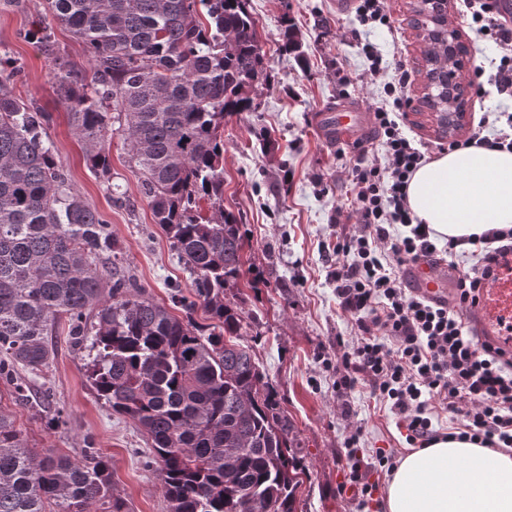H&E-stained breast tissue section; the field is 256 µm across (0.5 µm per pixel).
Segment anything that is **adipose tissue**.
<instances>
[{
	"label": "adipose tissue",
	"mask_w": 512,
	"mask_h": 512,
	"mask_svg": "<svg viewBox=\"0 0 512 512\" xmlns=\"http://www.w3.org/2000/svg\"><path fill=\"white\" fill-rule=\"evenodd\" d=\"M407 203L440 242L512 227V153L448 152L412 175ZM386 512H512V454L440 439L406 455L389 482Z\"/></svg>",
	"instance_id": "1"
}]
</instances>
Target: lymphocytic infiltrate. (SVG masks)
<instances>
[{
    "instance_id": "f902f5d3",
    "label": "lymphocytic infiltrate",
    "mask_w": 512,
    "mask_h": 512,
    "mask_svg": "<svg viewBox=\"0 0 512 512\" xmlns=\"http://www.w3.org/2000/svg\"><path fill=\"white\" fill-rule=\"evenodd\" d=\"M476 31L495 41L502 56L489 81L512 96V26L502 22L491 0H466ZM406 74L384 86L392 108L378 107L375 133L387 168L356 166L352 184L359 222L354 232H336L330 280L343 312L353 316L352 344L336 359L337 393L347 399L359 385L389 404L407 443L424 448L440 436L433 419L455 415L458 436L486 448L512 447V356L475 340L460 312L473 308L497 259L498 242L512 241V229L470 238L480 253L473 272L459 277L451 306L413 294L398 276L401 267L438 254L425 224L414 223L407 206L408 182L427 163L400 126ZM406 227L403 235L393 226Z\"/></svg>"
}]
</instances>
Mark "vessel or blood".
I'll return each mask as SVG.
<instances>
[{"label": "vessel or blood", "mask_w": 512, "mask_h": 512, "mask_svg": "<svg viewBox=\"0 0 512 512\" xmlns=\"http://www.w3.org/2000/svg\"><path fill=\"white\" fill-rule=\"evenodd\" d=\"M320 138L326 143L370 132V115L361 107L340 109L325 107L313 120ZM406 282L415 293L445 305L451 304L448 290V265L421 260L406 269ZM469 326L480 339L491 341L512 354V253L498 258L482 291L480 301L467 314Z\"/></svg>", "instance_id": "b4317fda"}]
</instances>
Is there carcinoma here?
<instances>
[{"mask_svg":"<svg viewBox=\"0 0 512 512\" xmlns=\"http://www.w3.org/2000/svg\"><path fill=\"white\" fill-rule=\"evenodd\" d=\"M49 22L28 38L53 51L60 26L91 73L54 57L55 91L98 177H113L120 135L142 193L191 279L179 317L139 286L109 225L74 188L47 134L52 120L0 68V378L33 376L67 330L95 352L88 378L112 411L152 442L167 512H297L305 470L294 424L240 343L242 310L224 290L243 276L242 225L224 210V115L250 112L266 78L247 0H45ZM429 66L425 104L463 111L436 82L432 0L411 6ZM202 310L208 323L196 321ZM129 512L112 466L22 445L0 414V512Z\"/></svg>","mask_w":512,"mask_h":512,"instance_id":"obj_1","label":"carcinoma"}]
</instances>
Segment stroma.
Masks as SVG:
<instances>
[{"instance_id":"35a3bbf8","label":"stroma","mask_w":512,"mask_h":512,"mask_svg":"<svg viewBox=\"0 0 512 512\" xmlns=\"http://www.w3.org/2000/svg\"><path fill=\"white\" fill-rule=\"evenodd\" d=\"M410 2L383 0L391 17L385 27L360 22L353 9L337 13L336 0H249L267 79L252 92L256 111L224 118V207L242 226L245 262L242 279L227 289L226 297L241 307L247 323L243 341L253 348L266 382L294 423L305 468L298 512H361L358 498L341 489L348 477L345 444L354 429L362 431L364 458L378 448L395 449L401 456L409 450L397 416L368 388L357 386L348 397L349 415L341 413L336 355L341 343L351 342L354 329L326 278L337 225L351 228L357 222L349 173L359 163L386 166V153L374 139L327 144L312 117L322 107L357 100L375 111L385 97L384 83L400 65L411 75L405 90L408 135L429 156H439L444 138L422 99L423 45ZM43 13L42 0H0V58L20 69L17 95L34 99L51 113L48 133L61 163L87 203L110 225L137 282L164 304L170 289L190 295L189 275L154 221L121 136L112 139L114 183L88 168L53 89L52 55L60 53L80 68L88 67V56L60 27L53 30L54 52L27 39ZM288 23L303 45L304 60L282 47L281 32ZM448 28L468 48L461 77L477 68L495 72L501 52L477 35L460 0H448ZM368 45L382 60L376 78L364 53ZM343 72L350 83L340 82ZM463 110L468 118L458 138L478 126L491 137L498 125L490 121V113H512V97L491 85L481 96L470 87ZM263 137L270 140L269 148H261ZM117 191L125 205L114 204ZM52 343L54 357L43 381L52 392L51 409L59 413V422L52 425L34 416L25 403L13 400L12 384L2 380L0 414L13 421L26 447L72 457L91 447L107 457L112 491L126 500L130 512H167L160 481L148 464L146 436L99 399L86 376L87 350L74 348L64 336L53 337Z\"/></svg>"}]
</instances>
